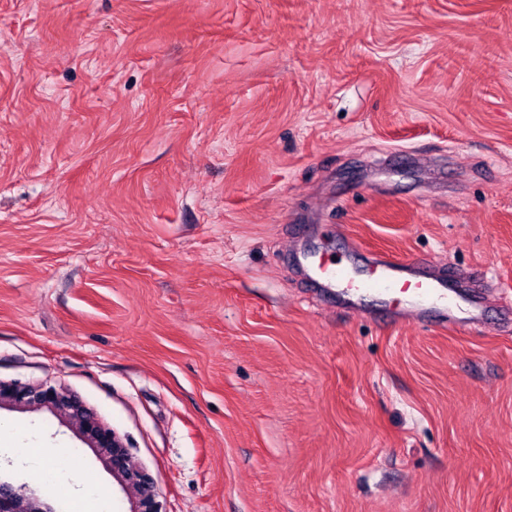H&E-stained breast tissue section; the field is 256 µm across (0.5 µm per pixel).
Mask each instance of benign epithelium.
<instances>
[{
	"mask_svg": "<svg viewBox=\"0 0 512 512\" xmlns=\"http://www.w3.org/2000/svg\"><path fill=\"white\" fill-rule=\"evenodd\" d=\"M46 408L65 420L93 450L128 496L129 512H164L152 476L137 466L116 432L76 397L52 386L19 387L0 382V406ZM0 512H52L24 485L0 479Z\"/></svg>",
	"mask_w": 512,
	"mask_h": 512,
	"instance_id": "obj_1",
	"label": "benign epithelium"
}]
</instances>
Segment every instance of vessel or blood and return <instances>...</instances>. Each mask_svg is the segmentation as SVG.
Returning <instances> with one entry per match:
<instances>
[{
    "label": "vessel or blood",
    "mask_w": 512,
    "mask_h": 512,
    "mask_svg": "<svg viewBox=\"0 0 512 512\" xmlns=\"http://www.w3.org/2000/svg\"><path fill=\"white\" fill-rule=\"evenodd\" d=\"M305 261L318 287L347 297L367 292L383 296L396 320L405 311L414 319L425 318L451 298L446 283L428 274L421 264L402 263L389 253H368L355 263L314 254Z\"/></svg>",
    "instance_id": "1"
}]
</instances>
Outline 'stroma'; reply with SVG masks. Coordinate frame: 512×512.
<instances>
[{"mask_svg":"<svg viewBox=\"0 0 512 512\" xmlns=\"http://www.w3.org/2000/svg\"><path fill=\"white\" fill-rule=\"evenodd\" d=\"M306 246L485 270L486 314L381 322ZM509 285L512 0H0V381L78 396L165 512H512ZM0 417V478L128 512ZM72 479L76 481L81 489L79 499L80 512H107L106 495L100 493L99 485L92 473L83 467H77L74 470Z\"/></svg>","mask_w":512,"mask_h":512,"instance_id":"obj_1","label":"stroma"}]
</instances>
